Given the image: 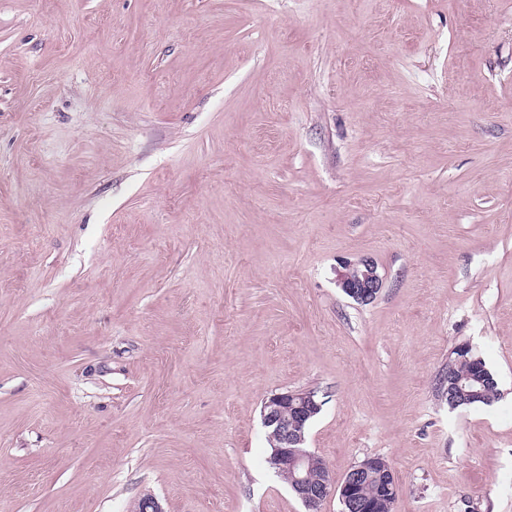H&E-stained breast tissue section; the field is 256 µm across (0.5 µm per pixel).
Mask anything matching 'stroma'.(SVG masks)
I'll return each mask as SVG.
<instances>
[{"mask_svg":"<svg viewBox=\"0 0 512 512\" xmlns=\"http://www.w3.org/2000/svg\"><path fill=\"white\" fill-rule=\"evenodd\" d=\"M287 390L393 512H512V0H0V512H305ZM337 283L345 294L362 303L372 301L382 287L377 265L372 260L344 264L337 272ZM468 354V359H459V353L452 350L449 362L455 367L458 374L469 379L466 384L465 394L461 391L448 397V406L452 409L474 405H488L498 399L497 381L492 372L487 368L484 360L477 356L473 350ZM479 359L478 361H473ZM481 380L483 383H481ZM470 392H480L477 394ZM320 410L321 403L316 399L315 392L310 390L276 393L264 401L263 424L265 428L272 429L270 436L275 441L272 446L268 438L271 449L268 464L272 465L270 457L274 447L273 465L278 473L287 474L282 477L301 500L306 512H321L323 503L333 495H338L342 504L356 508L354 512H379L378 504L373 500L381 499L380 480L375 478L361 485L377 469H381V473L386 475L385 497L387 501L394 504L399 496L400 487L390 463L379 456L368 457L358 463L346 473L337 486L329 477L327 463L319 457L318 464L328 473V476L324 480V471L316 465V462L311 461L308 472L309 482L317 485L324 481L317 487L309 486L307 457L312 455L301 449L303 448L301 445L305 442L304 429L307 421ZM288 476L292 480V485ZM357 490L361 499L370 501L358 500Z\"/></svg>","mask_w":512,"mask_h":512,"instance_id":"obj_1","label":"stroma"}]
</instances>
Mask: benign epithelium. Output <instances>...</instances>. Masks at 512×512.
<instances>
[{
	"label": "benign epithelium",
	"instance_id": "7a95c632",
	"mask_svg": "<svg viewBox=\"0 0 512 512\" xmlns=\"http://www.w3.org/2000/svg\"><path fill=\"white\" fill-rule=\"evenodd\" d=\"M338 286L345 294L359 302L372 301L382 287L377 265L371 260L356 264L346 263L337 272ZM321 410L315 392L297 390L276 393L268 397L262 408L264 427L271 430L274 447V466L292 480L293 489L307 512H321L327 498L336 495L341 503L356 512H378L374 501H360L357 490L369 475L379 469L386 475V499L395 502L400 493L390 463L379 457H368L350 469L340 484L327 478L317 487L308 484L307 457L310 453L301 449L305 442L304 429L307 421Z\"/></svg>",
	"mask_w": 512,
	"mask_h": 512
}]
</instances>
